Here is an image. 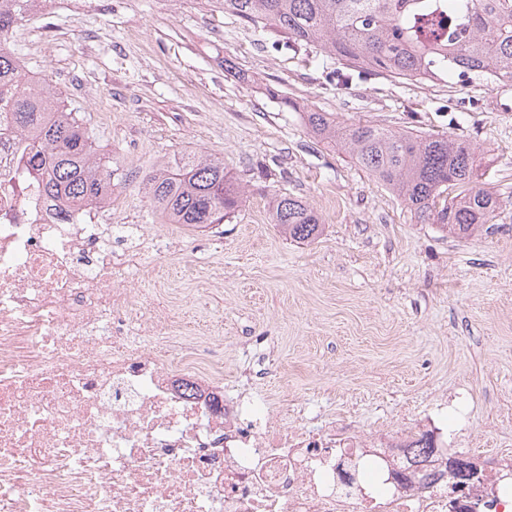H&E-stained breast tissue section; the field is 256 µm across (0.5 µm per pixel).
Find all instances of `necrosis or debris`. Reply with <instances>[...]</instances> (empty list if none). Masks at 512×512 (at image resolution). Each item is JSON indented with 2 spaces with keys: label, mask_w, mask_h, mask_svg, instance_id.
I'll use <instances>...</instances> for the list:
<instances>
[{
  "label": "necrosis or debris",
  "mask_w": 512,
  "mask_h": 512,
  "mask_svg": "<svg viewBox=\"0 0 512 512\" xmlns=\"http://www.w3.org/2000/svg\"><path fill=\"white\" fill-rule=\"evenodd\" d=\"M0 102V512H512V455L449 486L415 432L303 433L226 399L208 336L143 309L146 243L44 198Z\"/></svg>",
  "instance_id": "obj_1"
}]
</instances>
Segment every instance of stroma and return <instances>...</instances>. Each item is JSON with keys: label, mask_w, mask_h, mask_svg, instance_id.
<instances>
[{"label": "stroma", "mask_w": 512, "mask_h": 512, "mask_svg": "<svg viewBox=\"0 0 512 512\" xmlns=\"http://www.w3.org/2000/svg\"><path fill=\"white\" fill-rule=\"evenodd\" d=\"M46 81L126 174L112 221L159 247L134 286L171 306L182 335L211 337L224 393L308 429L412 427L434 418L456 458L512 454V83L452 73L422 85L329 80L333 60L225 12L220 0H48L14 31ZM98 91L87 99L63 82ZM476 146L494 223L470 235L417 223L407 204L301 109ZM183 152L222 157L247 191L223 223L190 230L153 214L141 177ZM321 219L309 242L271 222L272 193Z\"/></svg>", "instance_id": "35a3bbf8"}]
</instances>
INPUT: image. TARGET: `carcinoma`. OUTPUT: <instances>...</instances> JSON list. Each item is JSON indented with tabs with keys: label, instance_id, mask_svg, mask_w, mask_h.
Instances as JSON below:
<instances>
[{
	"label": "carcinoma",
	"instance_id": "carcinoma-1",
	"mask_svg": "<svg viewBox=\"0 0 512 512\" xmlns=\"http://www.w3.org/2000/svg\"><path fill=\"white\" fill-rule=\"evenodd\" d=\"M224 11L271 30L282 45L305 46L355 73L422 84L461 72L490 84L512 82V0H223ZM43 0H0V95L24 138L26 164L41 173L50 200L103 208L125 184L77 113L32 84L8 36ZM315 139L341 146L355 164L409 205L417 222L457 235L494 218L496 199L479 186L477 149L446 135L392 132L370 123L342 124L330 113H301ZM142 184L168 224L206 228L237 211L245 191L224 159L188 153L146 173ZM272 223L306 241L320 231L318 214L287 194L271 197Z\"/></svg>",
	"mask_w": 512,
	"mask_h": 512
}]
</instances>
